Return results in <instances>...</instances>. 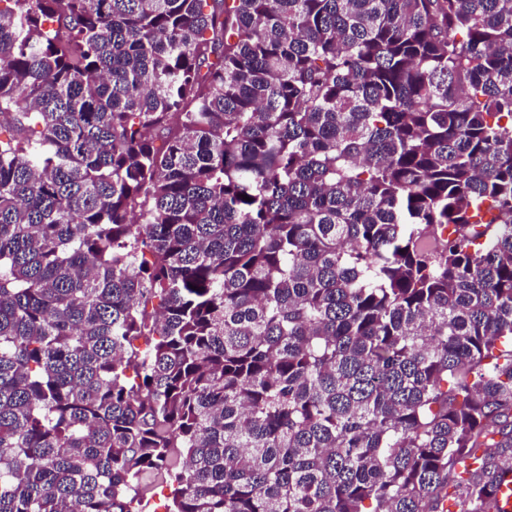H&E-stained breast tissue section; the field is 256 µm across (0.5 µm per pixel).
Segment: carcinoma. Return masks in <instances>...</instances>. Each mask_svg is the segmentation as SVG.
Returning <instances> with one entry per match:
<instances>
[{
  "instance_id": "cac0c4a2",
  "label": "carcinoma",
  "mask_w": 512,
  "mask_h": 512,
  "mask_svg": "<svg viewBox=\"0 0 512 512\" xmlns=\"http://www.w3.org/2000/svg\"><path fill=\"white\" fill-rule=\"evenodd\" d=\"M509 342L512 0H0V512H502Z\"/></svg>"
}]
</instances>
